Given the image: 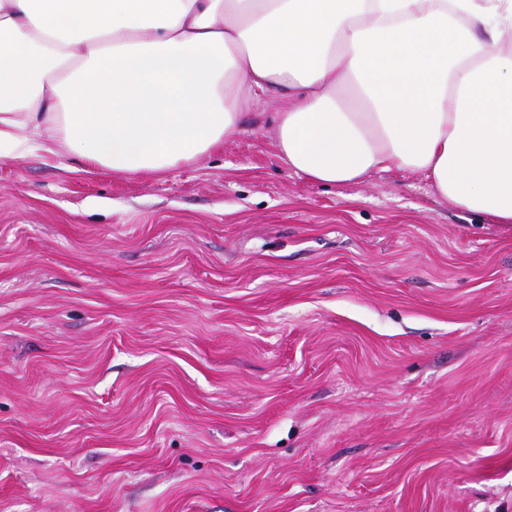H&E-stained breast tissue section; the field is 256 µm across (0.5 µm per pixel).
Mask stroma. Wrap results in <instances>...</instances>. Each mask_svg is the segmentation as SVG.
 I'll return each mask as SVG.
<instances>
[{
    "label": "stroma",
    "instance_id": "stroma-1",
    "mask_svg": "<svg viewBox=\"0 0 512 512\" xmlns=\"http://www.w3.org/2000/svg\"><path fill=\"white\" fill-rule=\"evenodd\" d=\"M0 153V512H512V224L288 169Z\"/></svg>",
    "mask_w": 512,
    "mask_h": 512
}]
</instances>
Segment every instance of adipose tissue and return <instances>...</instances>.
Instances as JSON below:
<instances>
[{"label": "adipose tissue", "mask_w": 512, "mask_h": 512, "mask_svg": "<svg viewBox=\"0 0 512 512\" xmlns=\"http://www.w3.org/2000/svg\"><path fill=\"white\" fill-rule=\"evenodd\" d=\"M503 27L512 0H0V148L162 173L218 150L242 105L275 92L294 172L409 170L512 224Z\"/></svg>", "instance_id": "1"}]
</instances>
